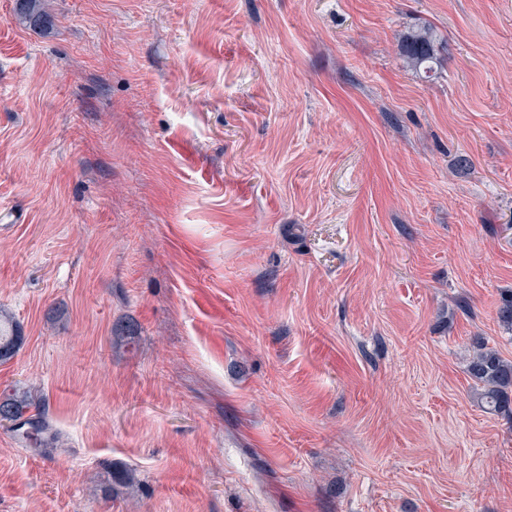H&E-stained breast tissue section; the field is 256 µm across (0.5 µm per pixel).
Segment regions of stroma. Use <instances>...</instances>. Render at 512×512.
Returning a JSON list of instances; mask_svg holds the SVG:
<instances>
[{
	"label": "stroma",
	"mask_w": 512,
	"mask_h": 512,
	"mask_svg": "<svg viewBox=\"0 0 512 512\" xmlns=\"http://www.w3.org/2000/svg\"><path fill=\"white\" fill-rule=\"evenodd\" d=\"M39 7L0 0V390L55 439L0 426V512H512L467 373L512 360V0ZM434 43L433 33L427 27L410 33L403 40V55L415 69L422 68L427 78L431 77L430 73L434 71L433 64L437 62V49ZM0 317V361L4 362L14 357L23 338L18 325H14L9 317Z\"/></svg>",
	"instance_id": "35a3bbf8"
}]
</instances>
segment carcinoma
Here are the masks:
<instances>
[{
  "mask_svg": "<svg viewBox=\"0 0 512 512\" xmlns=\"http://www.w3.org/2000/svg\"><path fill=\"white\" fill-rule=\"evenodd\" d=\"M38 0H17L18 11L25 15L29 24L39 26L43 14L35 10ZM403 55L416 69L425 74L434 71L437 62L433 33L424 27L409 34L403 40ZM22 342L21 329L10 318H0V361L4 362L16 354ZM467 372L480 385L479 398L487 410L502 413L512 410V360L505 359L499 351L485 340L475 342L469 358ZM31 403L28 399L7 391L0 394V412L9 415L10 425L29 426L26 438L39 446L49 444L46 438L48 425L41 417L28 415Z\"/></svg>",
  "mask_w": 512,
  "mask_h": 512,
  "instance_id": "cac0c4a2",
  "label": "carcinoma"
}]
</instances>
